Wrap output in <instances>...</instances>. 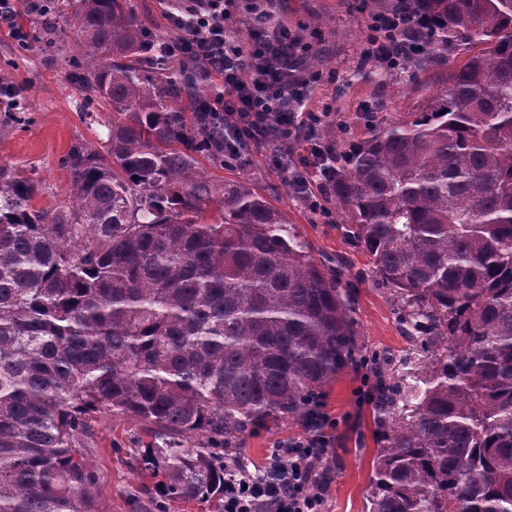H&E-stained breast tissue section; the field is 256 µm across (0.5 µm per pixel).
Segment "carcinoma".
Segmentation results:
<instances>
[{
  "label": "carcinoma",
  "instance_id": "obj_1",
  "mask_svg": "<svg viewBox=\"0 0 512 512\" xmlns=\"http://www.w3.org/2000/svg\"><path fill=\"white\" fill-rule=\"evenodd\" d=\"M411 64L484 49L414 121L324 159L356 247L420 343L421 368L364 351L336 276L224 167L203 80L147 60L130 0L51 6L82 45L86 97L119 117L75 145L69 205L0 166V512H98L79 434L106 407L151 426L145 464L171 499L224 512V462L270 418L307 417L368 365L383 445L369 512H512V0H407ZM215 215L208 218V208Z\"/></svg>",
  "mask_w": 512,
  "mask_h": 512
}]
</instances>
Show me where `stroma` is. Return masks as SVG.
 <instances>
[{
	"label": "stroma",
	"mask_w": 512,
	"mask_h": 512,
	"mask_svg": "<svg viewBox=\"0 0 512 512\" xmlns=\"http://www.w3.org/2000/svg\"><path fill=\"white\" fill-rule=\"evenodd\" d=\"M383 2L280 0L278 25L296 31L310 69L320 76L306 108L327 113L339 128L335 140L318 132L295 143L293 163L312 159L317 150L341 153L365 138L375 124L413 121L429 111L449 75L469 57V49L456 44L448 49L446 65L418 71L413 79L396 69L387 81H378V73L385 71L383 64L363 62L360 50ZM28 26L33 45L26 52L18 51L8 35L0 33V74L9 75L24 93L20 111L0 112V165H10L38 182L34 206L53 210L68 202L70 172L64 158L78 143L101 147L113 115L102 101L88 100L82 93L75 62L81 44L76 34H68L62 49L51 50L36 19H29ZM275 151V145L257 143L240 161L217 169L204 160L200 169L227 180L249 181L286 214L316 262L335 270L341 288L347 290L361 346L396 358L413 351L414 343L400 324L388 291L367 255L346 237L329 193L318 195L322 211L313 213L274 167ZM371 382L367 368H349L331 381L320 399L321 411L333 424V442L321 467L328 478L325 512H369L372 461L381 446L372 403L362 396ZM85 420L83 455L95 477L101 512H213V505L197 499L163 500L145 469L143 451L154 441L146 424L105 407ZM304 429L298 415L258 425L246 432L233 454L248 469L263 468L278 442Z\"/></svg>",
	"instance_id": "obj_1"
}]
</instances>
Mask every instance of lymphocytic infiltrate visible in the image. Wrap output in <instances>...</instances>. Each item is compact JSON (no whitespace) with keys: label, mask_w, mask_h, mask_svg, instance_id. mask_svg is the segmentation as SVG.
<instances>
[{"label":"lymphocytic infiltrate","mask_w":512,"mask_h":512,"mask_svg":"<svg viewBox=\"0 0 512 512\" xmlns=\"http://www.w3.org/2000/svg\"><path fill=\"white\" fill-rule=\"evenodd\" d=\"M46 14V0H0V30L19 48L30 45L22 12ZM165 18L176 36L159 42L160 54L202 72L212 91L202 106L224 116V153L264 137L278 143L297 139L312 115L305 110L308 78L298 72L300 39L281 27L262 36L230 24L224 0H178ZM412 24L400 16L374 17L361 56L402 67ZM328 418L314 413L306 437L281 443L267 471L250 473L238 461L224 464V512H324L326 479L312 467L332 442Z\"/></svg>","instance_id":"lymphocytic-infiltrate-1"}]
</instances>
